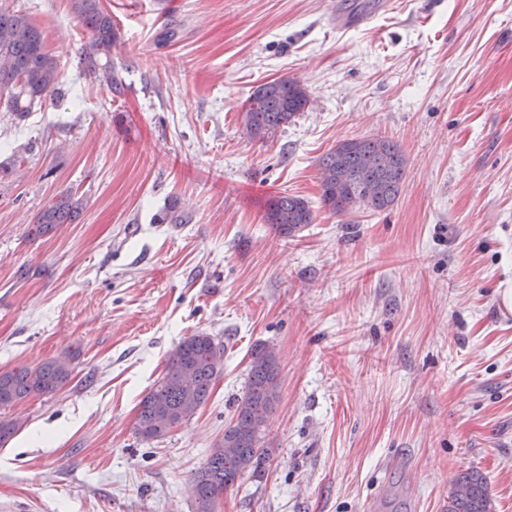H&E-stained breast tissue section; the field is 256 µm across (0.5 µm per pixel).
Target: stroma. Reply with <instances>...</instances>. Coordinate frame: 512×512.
Returning a JSON list of instances; mask_svg holds the SVG:
<instances>
[{
    "instance_id": "obj_1",
    "label": "stroma",
    "mask_w": 512,
    "mask_h": 512,
    "mask_svg": "<svg viewBox=\"0 0 512 512\" xmlns=\"http://www.w3.org/2000/svg\"><path fill=\"white\" fill-rule=\"evenodd\" d=\"M360 0H102L120 39L113 93L77 66L71 0H0L58 56L54 99L0 112V372L72 356L58 391L6 408L0 512H194L195 471L222 439L251 351L273 345L279 402L263 479L218 512H445L452 479L486 478L512 512V0H397L349 29ZM300 80L311 104L256 143V86ZM383 137L407 158L386 212L337 216L317 165ZM72 193L74 223L35 215ZM308 201L294 237L270 196ZM188 224H161L169 206ZM224 346L209 400L164 437L134 433L171 351ZM265 224L284 237H294L308 224H313L314 215L308 202L294 195H274L265 206Z\"/></svg>"
}]
</instances>
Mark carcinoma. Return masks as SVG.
<instances>
[{
  "label": "carcinoma",
  "mask_w": 512,
  "mask_h": 512,
  "mask_svg": "<svg viewBox=\"0 0 512 512\" xmlns=\"http://www.w3.org/2000/svg\"><path fill=\"white\" fill-rule=\"evenodd\" d=\"M72 10L88 33L79 56L83 71L121 93L112 67L117 23L101 0H71ZM60 63L46 47L42 31L27 16L0 7V103L22 118L54 96L61 83ZM310 104L306 87L297 79H273L258 85L242 109V126L253 141L268 142ZM407 159L399 144L385 138L340 141L319 160L320 200L324 208L343 216L354 211L382 212L398 200ZM80 202L69 193L46 205L35 218L30 236H41L57 224H72ZM263 221L284 237H293L313 223L308 202L294 195H275L265 206ZM224 349L206 333L184 338L169 356L165 374L139 402L135 433L143 441L165 436L190 418L210 397L222 368ZM279 366L274 348L259 343L251 352L245 391L237 398L232 418L205 463L194 474L191 491L196 512H214L219 493L234 486L247 471H265L263 447L268 417L279 401ZM71 376L67 361L47 359L33 367L0 372V409L32 394H50ZM21 423L0 416V447L20 430ZM448 512H494L485 477L476 470L457 475L448 493Z\"/></svg>",
  "instance_id": "carcinoma-1"
}]
</instances>
